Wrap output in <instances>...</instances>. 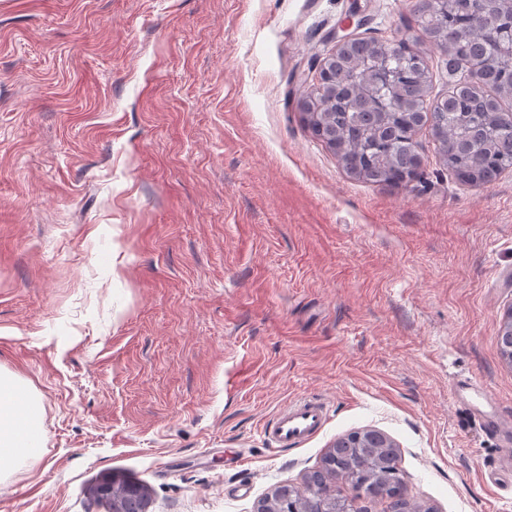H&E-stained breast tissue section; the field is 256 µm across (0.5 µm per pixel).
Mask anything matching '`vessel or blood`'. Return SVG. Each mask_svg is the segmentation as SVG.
I'll list each match as a JSON object with an SVG mask.
<instances>
[{
    "label": "vessel or blood",
    "mask_w": 512,
    "mask_h": 512,
    "mask_svg": "<svg viewBox=\"0 0 512 512\" xmlns=\"http://www.w3.org/2000/svg\"><path fill=\"white\" fill-rule=\"evenodd\" d=\"M326 421L321 403L301 399L283 408L271 421L267 434L280 448H296L316 435Z\"/></svg>",
    "instance_id": "1"
}]
</instances>
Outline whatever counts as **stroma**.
Wrapping results in <instances>:
<instances>
[{
  "instance_id": "stroma-1",
  "label": "stroma",
  "mask_w": 512,
  "mask_h": 512,
  "mask_svg": "<svg viewBox=\"0 0 512 512\" xmlns=\"http://www.w3.org/2000/svg\"><path fill=\"white\" fill-rule=\"evenodd\" d=\"M352 13L447 94L413 0H0V369L42 416L0 512H106L108 471L255 512L365 428L436 512H512V170L458 181L426 126L408 186L351 177L299 103ZM305 397L325 427L273 447ZM325 421L322 404L304 398L283 408L269 424L267 435L278 448H297L316 435Z\"/></svg>"
}]
</instances>
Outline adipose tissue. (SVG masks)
<instances>
[{"instance_id":"adipose-tissue-1","label":"adipose tissue","mask_w":512,"mask_h":512,"mask_svg":"<svg viewBox=\"0 0 512 512\" xmlns=\"http://www.w3.org/2000/svg\"><path fill=\"white\" fill-rule=\"evenodd\" d=\"M38 404L8 374L0 372V475L27 464L41 448Z\"/></svg>"}]
</instances>
